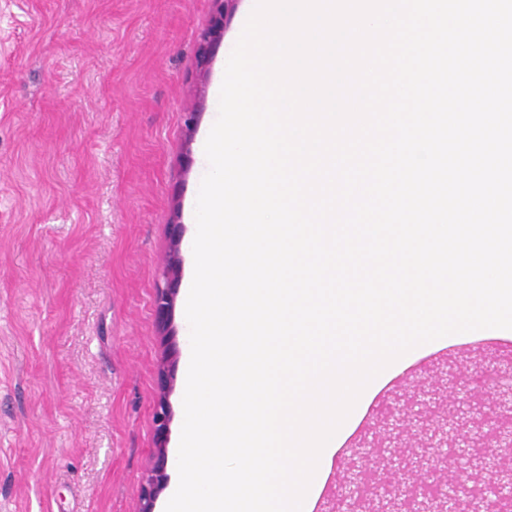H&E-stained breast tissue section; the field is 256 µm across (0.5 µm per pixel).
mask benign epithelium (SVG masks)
<instances>
[{
  "mask_svg": "<svg viewBox=\"0 0 512 512\" xmlns=\"http://www.w3.org/2000/svg\"><path fill=\"white\" fill-rule=\"evenodd\" d=\"M237 0H214L216 16L213 25L198 36L197 66L209 70L212 43L221 37L224 14ZM181 240L164 265L167 286L155 297V310L164 320L171 308L176 291L172 283L180 264ZM500 406L497 415L489 419L483 410V397L476 393L460 399L448 392L436 396L416 392L401 405L387 411L379 420V433L385 446L377 449L393 475V481L374 489L371 494L372 512H512V469L501 463L499 448H512V384L494 387ZM170 411L166 390H160L154 410L155 452L151 462L148 486L142 495L138 512H154L158 488L167 474L166 439ZM420 431L421 442L410 452L400 451L402 436L408 431ZM453 467L468 473L487 475L483 485H472L467 479L447 483L437 479L425 481L423 475H439ZM367 470L354 466L349 480L350 506L362 504V490Z\"/></svg>",
  "mask_w": 512,
  "mask_h": 512,
  "instance_id": "benign-epithelium-1",
  "label": "benign epithelium"
}]
</instances>
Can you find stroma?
<instances>
[{
    "label": "stroma",
    "mask_w": 512,
    "mask_h": 512,
    "mask_svg": "<svg viewBox=\"0 0 512 512\" xmlns=\"http://www.w3.org/2000/svg\"><path fill=\"white\" fill-rule=\"evenodd\" d=\"M245 7L203 77L213 0H0V512H138L167 364L177 451L188 325L182 298L163 324L154 298L173 237L178 285L190 275L203 138ZM482 349L416 379L483 391L495 415Z\"/></svg>",
    "instance_id": "1"
}]
</instances>
